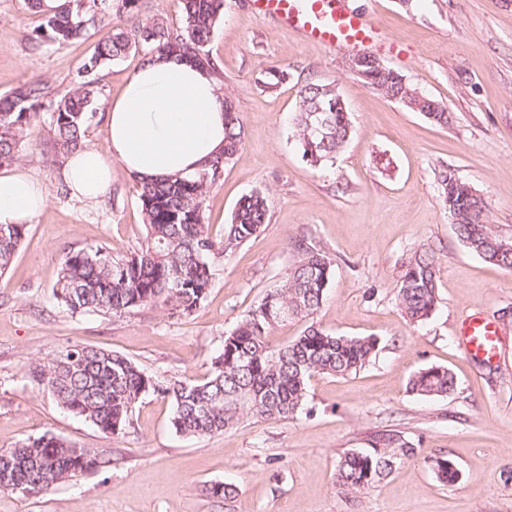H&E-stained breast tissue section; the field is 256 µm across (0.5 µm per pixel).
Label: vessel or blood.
Listing matches in <instances>:
<instances>
[{
  "label": "vessel or blood",
  "mask_w": 512,
  "mask_h": 512,
  "mask_svg": "<svg viewBox=\"0 0 512 512\" xmlns=\"http://www.w3.org/2000/svg\"><path fill=\"white\" fill-rule=\"evenodd\" d=\"M249 5L257 18L278 20L302 39L328 48H357L374 37L373 28L348 8L346 0H249ZM460 340L472 358L494 363L502 356L498 328L481 316L464 318Z\"/></svg>",
  "instance_id": "b4317fda"
}]
</instances>
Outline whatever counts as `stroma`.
Returning a JSON list of instances; mask_svg holds the SVG:
<instances>
[{
    "label": "stroma",
    "instance_id": "stroma-1",
    "mask_svg": "<svg viewBox=\"0 0 512 512\" xmlns=\"http://www.w3.org/2000/svg\"><path fill=\"white\" fill-rule=\"evenodd\" d=\"M378 31L366 52L414 88L445 105L448 124L374 91L348 71L347 48L305 41L272 19H256L249 0H225L207 46L246 129L243 149L204 201L220 231L238 200L269 199L257 236L219 260L206 302L189 316L150 307L120 317L71 316L52 289L66 252L106 245L135 248L145 235L138 184L120 163L101 199L76 198L55 156L50 115L64 95L95 81L84 147L105 144V111L142 61L134 50L92 74L83 71L104 32L33 47L43 22L27 0H0V94L38 76L47 95L26 132L18 167L48 192L45 208L10 270L0 277V448L50 431L111 457V466L77 474L39 495L0 491V512H512V271L485 262L458 238L435 178L455 169L484 198L488 221L512 236V0H348ZM288 79L267 87L268 71ZM334 85L353 133L332 165L302 160L291 121L306 81ZM312 240L334 274L313 321L346 336H373L378 350L360 372L314 377L305 413L293 421L247 418L220 435L187 437L170 426L169 401L149 395L116 436L58 406L28 375L32 362L67 346L122 353L160 377L200 382L224 337L280 284ZM440 246L438 307L413 325L396 305L405 259L421 245ZM479 314L500 330L503 358H469L457 335ZM431 365L450 369L453 394L422 398L408 381ZM414 448L413 456L359 493H343L336 464L372 448L381 434ZM456 465L441 483L436 458ZM237 487L231 501L212 485Z\"/></svg>",
    "mask_w": 512,
    "mask_h": 512
}]
</instances>
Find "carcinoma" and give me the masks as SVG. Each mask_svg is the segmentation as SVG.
Instances as JSON below:
<instances>
[{
    "instance_id": "carcinoma-1",
    "label": "carcinoma",
    "mask_w": 512,
    "mask_h": 512,
    "mask_svg": "<svg viewBox=\"0 0 512 512\" xmlns=\"http://www.w3.org/2000/svg\"><path fill=\"white\" fill-rule=\"evenodd\" d=\"M182 2L184 24L174 32L159 19H142L143 0H68L63 10L45 16L37 40H78L102 22L106 9L132 22L134 35L123 28L108 31L83 70L96 71L134 46L147 58L156 53L193 60L203 55L211 67L206 46L224 14V0ZM357 75L389 99L417 98V89L391 68L368 63L358 68ZM44 97V86L35 77L0 96V167L17 160L23 133L39 117ZM93 98L94 89L87 81L83 89L56 105L50 131L58 154L69 155L82 147ZM423 107L431 122H450V113L438 101L426 96ZM317 108L328 122L325 137L315 133L310 124V114ZM351 131L350 113L343 100L324 91L321 83L308 82L301 87L292 138L303 160L315 168L326 165L342 151ZM244 140L240 113L226 94L224 151L197 174L141 184L139 203L146 233L139 245L126 253L104 246L67 252L53 287L54 298L73 316L120 317L141 306L186 316L197 311L211 285L212 259L235 252L268 221V198L256 191L239 201L220 233H213L206 222L204 200ZM436 177L460 240L482 259L512 271V237L487 222L483 198L446 166ZM27 233L25 224L0 225V276L10 269ZM438 271V253L431 245L415 252L403 266L396 301L410 321H425L435 312ZM332 275L333 261L322 248L298 245L297 259L284 279L224 336V346L201 382L155 376L125 355L96 346L63 348L49 361L31 365L29 375L61 408L105 435L124 430L136 404L149 394L171 403V426L185 436L221 434L245 418L293 420L304 410L313 377L355 373L377 350L373 337L339 335L314 323L286 343L270 342L276 325L288 319L312 318L325 300ZM408 385L422 397H445L456 390L457 381L448 368L431 366L415 372ZM413 454L414 449L404 442L381 439L369 452H346L336 464L338 486L344 492L363 491L388 475L399 460ZM104 463L97 452L48 431L0 450V490L46 493ZM434 471L443 483L457 480L458 470L447 458L437 459Z\"/></svg>"
}]
</instances>
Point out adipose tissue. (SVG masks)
Wrapping results in <instances>:
<instances>
[{
    "mask_svg": "<svg viewBox=\"0 0 512 512\" xmlns=\"http://www.w3.org/2000/svg\"><path fill=\"white\" fill-rule=\"evenodd\" d=\"M103 149L75 151L62 176L71 193L96 201L112 185V165L155 180L206 169L224 147V99L214 71L190 59L154 55L125 81L106 109ZM47 193L24 169L0 171V224H27Z\"/></svg>",
    "mask_w": 512,
    "mask_h": 512,
    "instance_id": "obj_1",
    "label": "adipose tissue"
}]
</instances>
